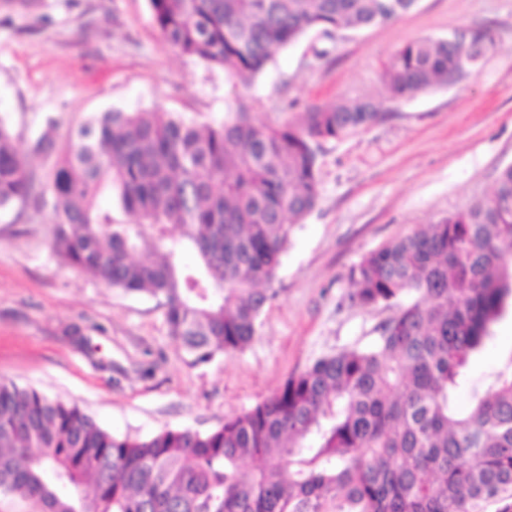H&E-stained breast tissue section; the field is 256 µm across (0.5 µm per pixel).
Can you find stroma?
<instances>
[{"instance_id":"35a3bbf8","label":"stroma","mask_w":512,"mask_h":512,"mask_svg":"<svg viewBox=\"0 0 512 512\" xmlns=\"http://www.w3.org/2000/svg\"><path fill=\"white\" fill-rule=\"evenodd\" d=\"M41 14L51 26L38 24ZM482 27L495 42L474 70L384 103L374 124L322 144L318 205L294 225L279 295L243 352L190 365L154 299L106 287L53 255L51 204L1 211L0 378L75 402L114 432L215 428L315 358L372 341L389 313L347 300L350 269L488 196L512 163V0H420L383 26L314 31L235 91L223 69L164 40L148 0H39L28 10L0 0V118L41 185L53 160L32 146L47 115L63 119L60 144L87 117L112 109L214 124L237 99L256 120L276 122L290 102L379 97L383 65L399 46ZM492 332L471 377L512 351V313Z\"/></svg>"}]
</instances>
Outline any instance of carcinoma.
Returning <instances> with one entry per match:
<instances>
[{
	"mask_svg": "<svg viewBox=\"0 0 512 512\" xmlns=\"http://www.w3.org/2000/svg\"><path fill=\"white\" fill-rule=\"evenodd\" d=\"M148 2L163 38L224 69L234 93L310 31L385 25L419 0ZM494 40L489 29L411 40L385 64L384 91L401 100L451 84ZM381 112L365 95L278 124L243 103L218 124L114 110L59 150L48 115L34 148L58 153L46 185L53 253L154 298L191 363L241 352L278 295L293 226L318 205L321 143ZM14 141L0 118L1 211L43 200ZM105 190L114 214L96 208ZM349 281L351 303L392 311L376 339L314 359L210 430L114 433L75 403L1 379L0 497L41 512H512V353L468 373L512 299V164L485 199L368 253Z\"/></svg>",
	"mask_w": 512,
	"mask_h": 512,
	"instance_id": "cac0c4a2",
	"label": "carcinoma"
}]
</instances>
